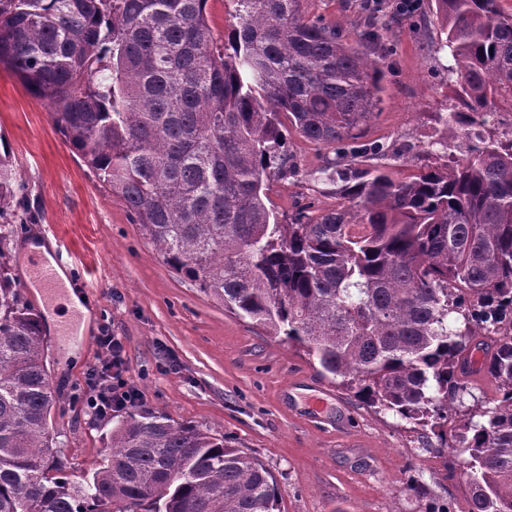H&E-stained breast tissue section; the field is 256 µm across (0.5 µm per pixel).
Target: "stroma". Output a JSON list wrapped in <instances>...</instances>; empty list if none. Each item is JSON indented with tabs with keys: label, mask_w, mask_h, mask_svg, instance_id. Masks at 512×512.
Segmentation results:
<instances>
[{
	"label": "stroma",
	"mask_w": 512,
	"mask_h": 512,
	"mask_svg": "<svg viewBox=\"0 0 512 512\" xmlns=\"http://www.w3.org/2000/svg\"><path fill=\"white\" fill-rule=\"evenodd\" d=\"M362 0H304L312 16L340 23L357 42ZM438 25L427 5L414 20L392 23L395 45L380 84L381 111L364 137L427 148L437 138L435 113L447 111L452 58L438 46ZM9 154L18 186L16 224L0 248L22 268V243L60 241L72 260L69 291L45 302L34 288L26 303L49 311L45 355L56 406L50 431L68 481L81 483L106 453L115 417L95 418L82 390L95 362L96 338L109 329L125 347L128 384L140 410L171 423L223 437L259 459L274 475L281 512H427L444 506L466 512L468 477L427 430L398 415L367 407L317 363L267 329L231 314L176 274L111 194L55 129L47 106L0 69V152ZM266 204L281 218L300 205L334 207L336 198L271 177ZM88 312L80 337L67 336L71 297ZM497 383L482 374L466 383L460 414L492 407Z\"/></svg>",
	"instance_id": "stroma-1"
}]
</instances>
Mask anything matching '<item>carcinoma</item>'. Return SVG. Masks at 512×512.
Wrapping results in <instances>:
<instances>
[{
  "label": "carcinoma",
  "mask_w": 512,
  "mask_h": 512,
  "mask_svg": "<svg viewBox=\"0 0 512 512\" xmlns=\"http://www.w3.org/2000/svg\"><path fill=\"white\" fill-rule=\"evenodd\" d=\"M207 2L0 0V66L171 269L367 406L429 429L470 478L469 512H512V125L495 119L512 115V13L431 0L455 105L435 115L429 163L398 178L379 160L406 148L361 140L394 50L379 29L352 45L302 0H235L219 37ZM292 132L333 161L300 174ZM272 174L333 186L336 207L281 222ZM16 182L0 155L4 228ZM45 347L0 250V512H280L259 459L153 412L117 421L91 480L70 483ZM474 349L497 403L450 435Z\"/></svg>",
  "instance_id": "obj_1"
}]
</instances>
